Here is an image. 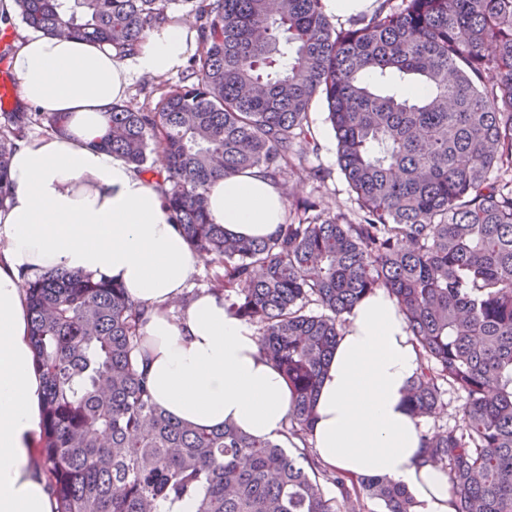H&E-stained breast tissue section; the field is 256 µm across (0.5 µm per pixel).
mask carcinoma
I'll return each mask as SVG.
<instances>
[{
    "label": "carcinoma",
    "instance_id": "1",
    "mask_svg": "<svg viewBox=\"0 0 512 512\" xmlns=\"http://www.w3.org/2000/svg\"><path fill=\"white\" fill-rule=\"evenodd\" d=\"M184 2L202 51L154 108L112 105L93 146L142 171L161 150L172 219L215 266L210 291L258 328L294 390L287 439L307 444L343 315L383 287L423 364L412 415L435 413L445 384L465 394L463 426L423 438L421 463L448 473L451 512H512V0H376L339 29L323 0ZM15 4L31 30L120 52L164 19L163 0ZM317 100L356 212H324L284 184L279 234L229 236L209 219L207 187L255 167L302 179L299 161L320 150ZM36 120L66 128L58 112L0 114L1 209L16 142ZM22 288L57 512H180L186 500L195 512H339L353 492L416 512L387 477L348 483L232 424L173 420L138 365L148 311L120 286L57 268Z\"/></svg>",
    "mask_w": 512,
    "mask_h": 512
}]
</instances>
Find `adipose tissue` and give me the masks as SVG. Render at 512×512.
<instances>
[{
	"label": "adipose tissue",
	"instance_id": "1",
	"mask_svg": "<svg viewBox=\"0 0 512 512\" xmlns=\"http://www.w3.org/2000/svg\"><path fill=\"white\" fill-rule=\"evenodd\" d=\"M198 49L197 31L175 15L124 57L33 30L15 44L22 106L66 113L68 130L18 143L12 197L0 209V512L57 510L38 460L43 382L25 274L83 272L120 284L144 305L150 319L139 366L153 401L174 420L283 437L293 391L263 355L255 326L229 312L223 296L184 297L198 259L171 219L161 177L94 146L105 133V107L128 101L139 77L178 73ZM207 207L213 223L245 238L273 236L286 212L279 184L259 168L213 182ZM420 373L403 315L377 290L345 316L318 388L311 440L321 463L342 476L390 478L409 488L421 512H449L448 475L421 464L423 430L405 401Z\"/></svg>",
	"mask_w": 512,
	"mask_h": 512
}]
</instances>
